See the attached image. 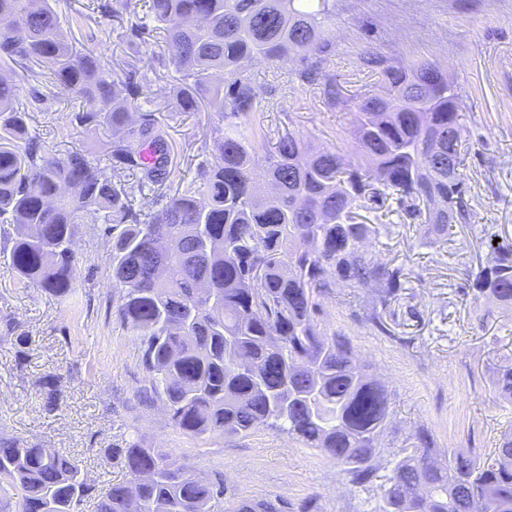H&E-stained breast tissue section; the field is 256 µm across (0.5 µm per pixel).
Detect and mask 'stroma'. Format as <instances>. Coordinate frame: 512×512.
I'll use <instances>...</instances> for the list:
<instances>
[{"label": "stroma", "mask_w": 512, "mask_h": 512, "mask_svg": "<svg viewBox=\"0 0 512 512\" xmlns=\"http://www.w3.org/2000/svg\"><path fill=\"white\" fill-rule=\"evenodd\" d=\"M87 3L62 0L61 21L78 42L101 52L108 67L152 54L147 106L167 111L169 184L186 189L210 156L207 113L168 111L178 74L155 37L128 42L123 25L109 18L77 23ZM367 53L405 65L435 61L460 89L472 216L450 234L430 236L394 200L376 212L360 211V223L378 227L369 249L403 270L404 286L379 310L383 329L365 322L362 288H331L321 319L345 334L355 355L388 387L394 423L386 443H399L422 426L437 447L469 445L486 455L512 425V401L493 386L497 368L512 363V307L474 302L461 285L466 270L486 263L488 240L512 242V0H336L326 71L335 80L338 103L328 101L322 84L299 79L300 61L260 64L252 70L262 93L251 126L272 138L293 132L315 147L355 158L352 101L383 90L378 73L361 62ZM15 79L32 130L53 150L100 155L99 136L68 123V93L44 104L34 96L32 77L20 70ZM75 251L72 293L58 298L17 283L9 251L0 250V438L66 452L98 483L123 478L109 451L130 440L171 450L196 472L222 473L245 498H310L318 512H374L378 484L352 486L333 462L287 433L261 427L243 438L200 440L175 428L161 401H143L148 378L139 339L113 311L109 245L84 230ZM22 333L27 342L19 341ZM49 374L60 378L51 412L36 385Z\"/></svg>", "instance_id": "stroma-1"}]
</instances>
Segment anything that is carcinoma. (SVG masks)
I'll use <instances>...</instances> for the list:
<instances>
[{"mask_svg": "<svg viewBox=\"0 0 512 512\" xmlns=\"http://www.w3.org/2000/svg\"><path fill=\"white\" fill-rule=\"evenodd\" d=\"M59 2L0 0V224L14 226L18 279L67 296L78 267L70 244L82 225L101 224L116 316L140 337L149 391L175 428L194 438L282 431L359 487L383 471L377 512H512V432L483 459L436 448L419 426L384 456L391 393L320 319L331 285L364 288L366 320L381 329L378 307L402 288V269L367 249L377 227L355 222V210L391 197L438 235L471 220L462 99L448 76L428 60L403 66L368 53L362 63L386 92L356 103L357 161L289 132L266 148L244 122L259 97L248 72L298 56L301 80L334 87L323 63L335 0H146L142 12L134 0H91L79 18L124 22L131 40L161 35L181 74L173 111L221 103L198 189L167 195L168 136L138 106L142 59L105 69L60 27ZM12 64L45 81L47 96L79 100L70 124L104 135L107 163L56 153L30 132L20 85L4 73ZM465 276L475 301L512 305V245L490 247ZM57 382L36 381L48 411ZM494 387L512 399V364L497 369ZM115 453L125 477L97 485L69 455L0 438V482L18 492V512H78L89 499L95 512H288L278 497H239L218 472L195 478L162 448L129 443Z\"/></svg>", "mask_w": 512, "mask_h": 512, "instance_id": "1", "label": "carcinoma"}]
</instances>
